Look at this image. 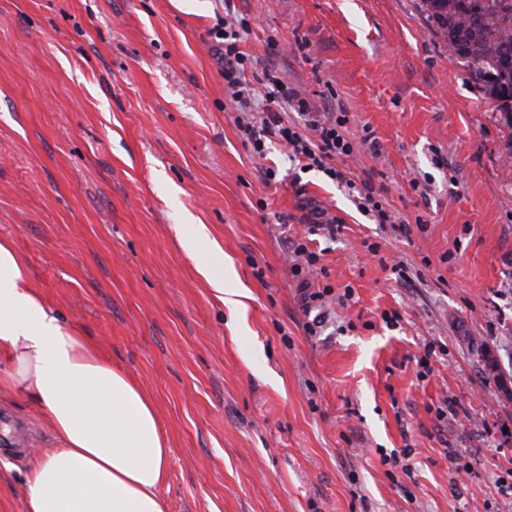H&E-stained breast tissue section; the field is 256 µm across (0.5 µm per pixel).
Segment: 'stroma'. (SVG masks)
I'll return each instance as SVG.
<instances>
[{
  "instance_id": "stroma-1",
  "label": "stroma",
  "mask_w": 512,
  "mask_h": 512,
  "mask_svg": "<svg viewBox=\"0 0 512 512\" xmlns=\"http://www.w3.org/2000/svg\"><path fill=\"white\" fill-rule=\"evenodd\" d=\"M229 12L246 74L345 114L337 168L406 231L279 141L253 157L210 34ZM508 136L417 0H0V238L151 397L167 512H512ZM23 432L0 512L56 444L1 393L0 439Z\"/></svg>"
}]
</instances>
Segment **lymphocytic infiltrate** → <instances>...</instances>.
Segmentation results:
<instances>
[{"label": "lymphocytic infiltrate", "mask_w": 512, "mask_h": 512, "mask_svg": "<svg viewBox=\"0 0 512 512\" xmlns=\"http://www.w3.org/2000/svg\"><path fill=\"white\" fill-rule=\"evenodd\" d=\"M248 29L246 20L219 21L212 29L216 43L224 47V90L233 110L237 111V129L243 143L254 155L264 156L266 139L273 136L290 148L295 156L304 158L309 166L324 171L331 179L343 181L349 194L356 197L359 210L372 213L377 223L403 230L405 223L383 208L375 198L374 188L364 179L344 176L334 162L351 157L354 145L344 117H330L311 109L306 98L286 87L270 71H263L257 84L245 77L247 58L239 44ZM265 88V104L255 103V85ZM288 104L304 118L303 126L283 121L281 104Z\"/></svg>", "instance_id": "lymphocytic-infiltrate-1"}]
</instances>
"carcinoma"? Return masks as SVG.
<instances>
[{
	"instance_id": "1",
	"label": "carcinoma",
	"mask_w": 512,
	"mask_h": 512,
	"mask_svg": "<svg viewBox=\"0 0 512 512\" xmlns=\"http://www.w3.org/2000/svg\"><path fill=\"white\" fill-rule=\"evenodd\" d=\"M431 33L441 37L469 78L496 103L512 155V0H419Z\"/></svg>"
}]
</instances>
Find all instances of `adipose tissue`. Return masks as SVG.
Segmentation results:
<instances>
[{"label":"adipose tissue","mask_w":512,"mask_h":512,"mask_svg":"<svg viewBox=\"0 0 512 512\" xmlns=\"http://www.w3.org/2000/svg\"><path fill=\"white\" fill-rule=\"evenodd\" d=\"M19 389L58 440L31 460L25 512H166L169 445L150 396L60 320L0 239V390Z\"/></svg>","instance_id":"1"}]
</instances>
